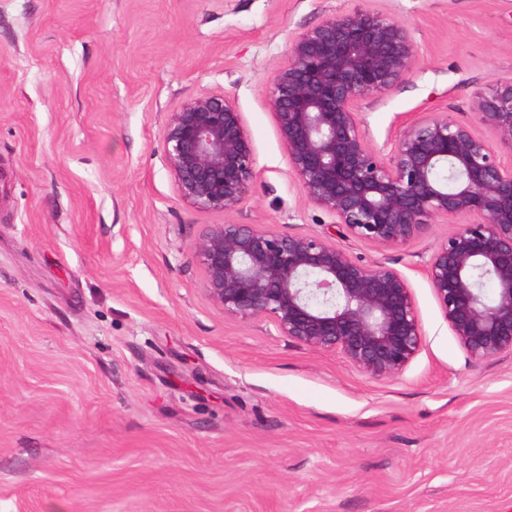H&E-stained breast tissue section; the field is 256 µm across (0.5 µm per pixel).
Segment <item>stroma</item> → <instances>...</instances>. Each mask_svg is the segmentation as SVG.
<instances>
[{
  "label": "stroma",
  "instance_id": "1",
  "mask_svg": "<svg viewBox=\"0 0 512 512\" xmlns=\"http://www.w3.org/2000/svg\"><path fill=\"white\" fill-rule=\"evenodd\" d=\"M357 8L408 24L414 72L364 101L389 160L432 113L478 123L512 80V0H0V512H512V353L476 362L406 244L334 233L301 190L267 88L288 44ZM226 95L256 177L231 214L183 200L171 112ZM333 235L406 279L421 329L403 373L226 315L195 244L213 224Z\"/></svg>",
  "mask_w": 512,
  "mask_h": 512
}]
</instances>
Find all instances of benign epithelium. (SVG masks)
<instances>
[{"label":"benign epithelium","instance_id":"obj_1","mask_svg":"<svg viewBox=\"0 0 512 512\" xmlns=\"http://www.w3.org/2000/svg\"><path fill=\"white\" fill-rule=\"evenodd\" d=\"M417 60L405 23L357 8L296 35L268 96L301 189L349 235L391 247L435 218H468L433 252L427 276L448 326L483 361L512 353V164L440 113L407 125L387 163L366 146L359 104L408 77ZM473 109L512 151V81L478 94ZM164 154L181 198L206 211H236L256 176L242 113L224 95L191 98L171 113ZM195 249L225 314L268 317L280 335L337 350L370 377L400 376L420 346L404 277L328 238L212 224Z\"/></svg>","mask_w":512,"mask_h":512}]
</instances>
